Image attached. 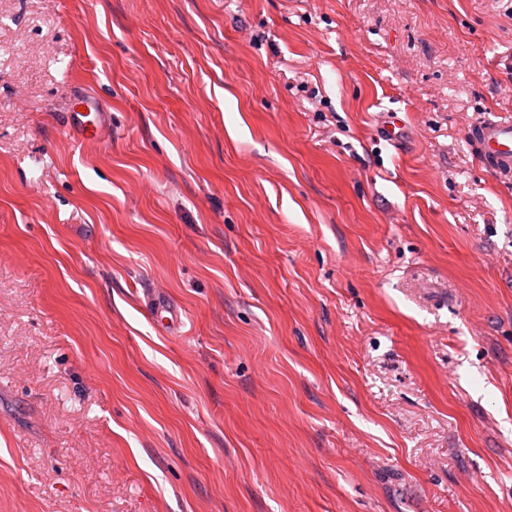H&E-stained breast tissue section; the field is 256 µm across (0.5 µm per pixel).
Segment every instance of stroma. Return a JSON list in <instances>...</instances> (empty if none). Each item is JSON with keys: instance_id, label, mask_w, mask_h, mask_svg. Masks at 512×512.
<instances>
[{"instance_id": "obj_1", "label": "stroma", "mask_w": 512, "mask_h": 512, "mask_svg": "<svg viewBox=\"0 0 512 512\" xmlns=\"http://www.w3.org/2000/svg\"><path fill=\"white\" fill-rule=\"evenodd\" d=\"M511 55L512 0H0V512H512ZM468 141L486 168L500 178H512V120H483L471 128Z\"/></svg>"}]
</instances>
